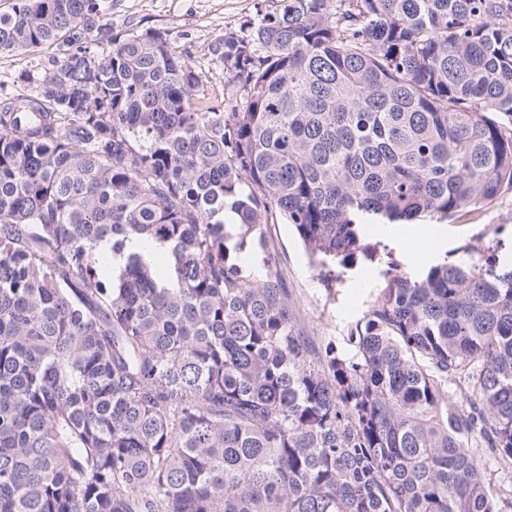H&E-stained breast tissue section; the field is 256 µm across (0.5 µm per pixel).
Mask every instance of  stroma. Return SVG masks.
<instances>
[{
  "label": "stroma",
  "mask_w": 512,
  "mask_h": 512,
  "mask_svg": "<svg viewBox=\"0 0 512 512\" xmlns=\"http://www.w3.org/2000/svg\"><path fill=\"white\" fill-rule=\"evenodd\" d=\"M268 0H112L107 19L115 32L157 29L168 32L172 45L194 66L211 64L208 48L218 37L245 35L247 22L257 21L268 10ZM448 239L440 246L416 241L402 224L384 232L396 260L411 275H418L441 259L459 261L472 250L494 244L503 262H512V188L503 187L499 197L483 212L444 221ZM274 254L258 245L244 255L255 278L268 268L281 273L284 286L297 306L305 334L317 352L328 347L344 349L351 327L372 305L380 275L377 268L360 265L347 271L334 288H325L292 227L278 220L266 224Z\"/></svg>",
  "instance_id": "35a3bbf8"
}]
</instances>
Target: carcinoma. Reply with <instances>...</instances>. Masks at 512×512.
<instances>
[{
  "label": "carcinoma",
  "instance_id": "carcinoma-1",
  "mask_svg": "<svg viewBox=\"0 0 512 512\" xmlns=\"http://www.w3.org/2000/svg\"><path fill=\"white\" fill-rule=\"evenodd\" d=\"M326 2L215 39L217 100L108 0L0 10L53 53L0 83V512H512V269L373 233L512 185V0ZM278 217L327 288L383 266L349 352L242 268Z\"/></svg>",
  "mask_w": 512,
  "mask_h": 512
}]
</instances>
